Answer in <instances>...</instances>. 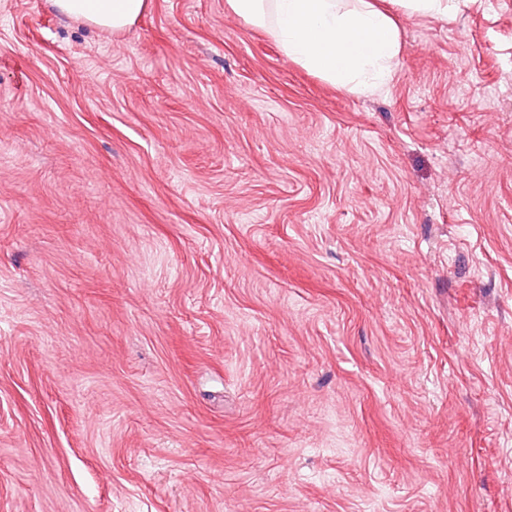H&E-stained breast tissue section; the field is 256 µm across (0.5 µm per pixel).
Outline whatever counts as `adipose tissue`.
I'll return each mask as SVG.
<instances>
[{"instance_id":"adipose-tissue-1","label":"adipose tissue","mask_w":512,"mask_h":512,"mask_svg":"<svg viewBox=\"0 0 512 512\" xmlns=\"http://www.w3.org/2000/svg\"><path fill=\"white\" fill-rule=\"evenodd\" d=\"M60 14L121 33L149 0H49ZM228 10L266 29L288 58L323 79L370 95L393 77L401 53L394 18L373 0H226Z\"/></svg>"}]
</instances>
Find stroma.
Wrapping results in <instances>:
<instances>
[{
	"mask_svg": "<svg viewBox=\"0 0 512 512\" xmlns=\"http://www.w3.org/2000/svg\"><path fill=\"white\" fill-rule=\"evenodd\" d=\"M389 10L0 0V512H512V0ZM60 14L119 34L135 24L149 0H49ZM225 3L246 23L266 29L290 60L351 93L374 94L393 77L402 47L399 28L370 0Z\"/></svg>",
	"mask_w": 512,
	"mask_h": 512,
	"instance_id": "stroma-1",
	"label": "stroma"
}]
</instances>
